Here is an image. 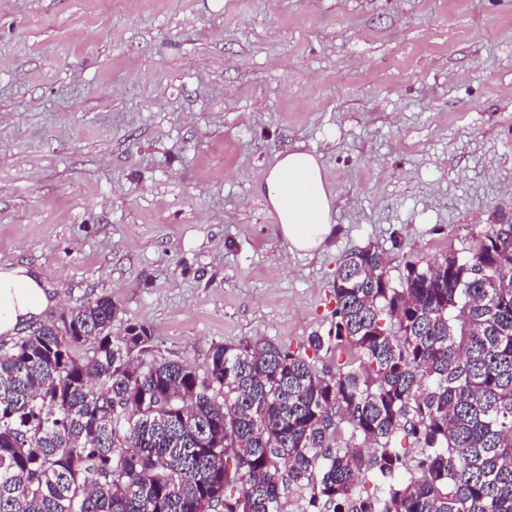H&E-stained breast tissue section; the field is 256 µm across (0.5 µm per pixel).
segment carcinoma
<instances>
[{
    "label": "carcinoma",
    "instance_id": "carcinoma-1",
    "mask_svg": "<svg viewBox=\"0 0 512 512\" xmlns=\"http://www.w3.org/2000/svg\"><path fill=\"white\" fill-rule=\"evenodd\" d=\"M392 260L348 253L333 327L298 354L148 359L109 297L1 346L0 512H284L286 486L310 490L301 512H512V222L396 280ZM370 473L382 495L356 494Z\"/></svg>",
    "mask_w": 512,
    "mask_h": 512
}]
</instances>
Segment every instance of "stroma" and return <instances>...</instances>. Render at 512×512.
Returning a JSON list of instances; mask_svg holds the SVG:
<instances>
[{"instance_id": "35a3bbf8", "label": "stroma", "mask_w": 512, "mask_h": 512, "mask_svg": "<svg viewBox=\"0 0 512 512\" xmlns=\"http://www.w3.org/2000/svg\"><path fill=\"white\" fill-rule=\"evenodd\" d=\"M315 154L325 244L258 193ZM512 216V0H0V267L40 322L107 296L149 354L327 335L345 255L471 251Z\"/></svg>"}]
</instances>
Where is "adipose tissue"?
Returning a JSON list of instances; mask_svg holds the SVG:
<instances>
[{"label": "adipose tissue", "mask_w": 512, "mask_h": 512, "mask_svg": "<svg viewBox=\"0 0 512 512\" xmlns=\"http://www.w3.org/2000/svg\"><path fill=\"white\" fill-rule=\"evenodd\" d=\"M289 250H318L332 229V197L317 157L289 150L276 155L259 187ZM48 298L23 266L0 268V332L41 313Z\"/></svg>", "instance_id": "obj_1"}]
</instances>
